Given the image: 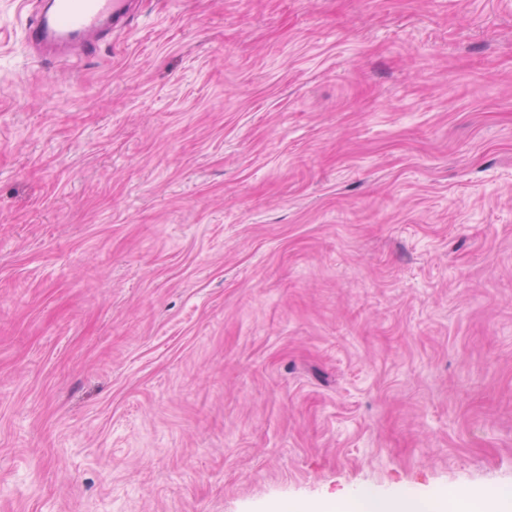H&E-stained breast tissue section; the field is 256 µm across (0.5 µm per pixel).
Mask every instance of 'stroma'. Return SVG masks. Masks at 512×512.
<instances>
[{
	"label": "stroma",
	"mask_w": 512,
	"mask_h": 512,
	"mask_svg": "<svg viewBox=\"0 0 512 512\" xmlns=\"http://www.w3.org/2000/svg\"><path fill=\"white\" fill-rule=\"evenodd\" d=\"M0 0V512L512 491V0ZM28 25L25 37L33 50L44 43H72L76 55L95 50L108 27L124 26L132 15L130 0H47Z\"/></svg>",
	"instance_id": "35a3bbf8"
}]
</instances>
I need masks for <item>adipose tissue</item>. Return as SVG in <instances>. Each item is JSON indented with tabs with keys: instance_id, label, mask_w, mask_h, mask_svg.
<instances>
[{
	"instance_id": "obj_1",
	"label": "adipose tissue",
	"mask_w": 512,
	"mask_h": 512,
	"mask_svg": "<svg viewBox=\"0 0 512 512\" xmlns=\"http://www.w3.org/2000/svg\"><path fill=\"white\" fill-rule=\"evenodd\" d=\"M339 512H512V500L496 490L463 488L452 500L442 493L405 500L354 497L342 501Z\"/></svg>"
}]
</instances>
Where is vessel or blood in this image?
<instances>
[{
    "label": "vessel or blood",
    "mask_w": 512,
    "mask_h": 512,
    "mask_svg": "<svg viewBox=\"0 0 512 512\" xmlns=\"http://www.w3.org/2000/svg\"><path fill=\"white\" fill-rule=\"evenodd\" d=\"M131 15L130 0H47L25 37L35 50L59 41L73 44L78 54L86 55L96 49L107 29L124 26Z\"/></svg>",
    "instance_id": "vessel-or-blood-1"
}]
</instances>
